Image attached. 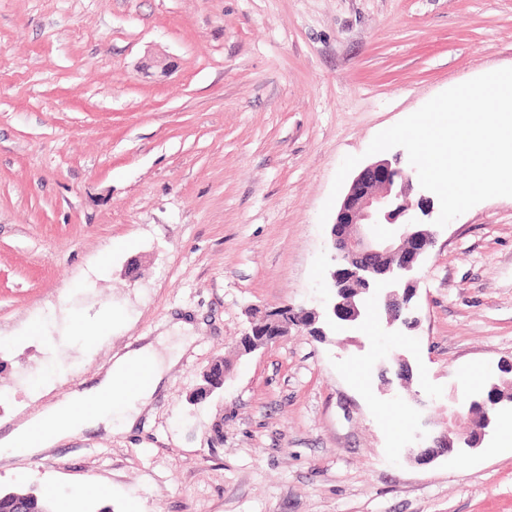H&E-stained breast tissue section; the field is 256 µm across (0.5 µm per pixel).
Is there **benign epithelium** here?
I'll return each instance as SVG.
<instances>
[{"mask_svg": "<svg viewBox=\"0 0 512 512\" xmlns=\"http://www.w3.org/2000/svg\"><path fill=\"white\" fill-rule=\"evenodd\" d=\"M400 159L378 160L367 165L345 192L331 225V247L335 267L328 277L332 297L322 311L297 312L285 305L265 310L255 318L251 332L240 339L244 353H252L288 336L291 329L306 331L316 338L325 328H355L363 321H383V329L409 330L418 323L412 299L416 293V273L435 243L425 222L432 213L431 200L421 195L416 213H411L408 197L413 177L398 166ZM378 224L395 225L391 239L374 235ZM389 366L404 388H409L413 368L402 353L393 354ZM498 403L474 400L470 409L480 412L477 424L464 438L457 437L454 420L457 411L448 408V421L436 433L418 439L409 454L417 461L430 462L457 449L462 443L478 447L497 419Z\"/></svg>", "mask_w": 512, "mask_h": 512, "instance_id": "obj_1", "label": "benign epithelium"}]
</instances>
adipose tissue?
<instances>
[{
  "label": "adipose tissue",
  "mask_w": 512,
  "mask_h": 512,
  "mask_svg": "<svg viewBox=\"0 0 512 512\" xmlns=\"http://www.w3.org/2000/svg\"><path fill=\"white\" fill-rule=\"evenodd\" d=\"M142 364L148 365L150 376L139 383L134 371ZM165 374L152 343L135 346L113 360L96 386L72 391L1 435L0 455L10 457L20 449L32 456L86 428L111 430L116 420L132 427L141 406L162 388Z\"/></svg>",
  "instance_id": "ef3b65f1"
}]
</instances>
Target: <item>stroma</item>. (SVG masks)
<instances>
[{
    "instance_id": "obj_1",
    "label": "stroma",
    "mask_w": 512,
    "mask_h": 512,
    "mask_svg": "<svg viewBox=\"0 0 512 512\" xmlns=\"http://www.w3.org/2000/svg\"><path fill=\"white\" fill-rule=\"evenodd\" d=\"M509 67L512 0H0V429L139 337L180 354L132 429L1 461L0 489L51 491L53 512L88 482L105 495L79 512H512L501 432L405 455L448 403L470 431L512 363V197L437 229L405 336L237 348L249 309L326 303L318 216L343 158ZM398 350L407 391L378 376ZM218 359L223 394L191 403Z\"/></svg>"
}]
</instances>
